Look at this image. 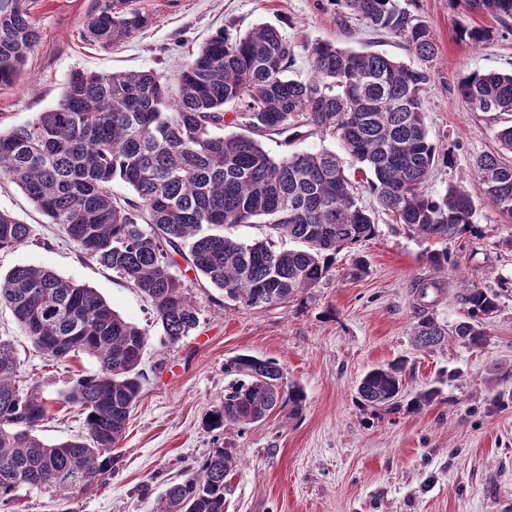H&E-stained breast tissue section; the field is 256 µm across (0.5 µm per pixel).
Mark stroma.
<instances>
[{
	"label": "stroma",
	"instance_id": "stroma-1",
	"mask_svg": "<svg viewBox=\"0 0 512 512\" xmlns=\"http://www.w3.org/2000/svg\"><path fill=\"white\" fill-rule=\"evenodd\" d=\"M93 0H35L31 15L39 41L15 88L0 93V131L52 108L70 75L152 70L174 79L182 64L219 30L245 32L265 23L296 47L317 40L368 47L404 63L403 42L361 25L345 27L332 0H132L147 18L138 32L108 47L82 41ZM438 47L423 94L429 135L448 163L438 164L426 189L440 195L463 183L475 198L474 227L449 241L451 264L441 287L426 261L430 242L413 237L361 193L376 236L363 244L367 276L347 275L350 258L337 256L330 281L305 305L252 309L225 304L186 264L176 269L199 309V324L169 343L150 305L115 273L84 257L61 226L36 210L14 184L0 182V209L33 230L34 239L0 250V273L37 265L97 291L119 314L148 332L140 401L116 447L119 469L106 484L71 501L20 489L6 512H154L184 461L202 460L217 445L242 461L225 479L224 512H512V223L481 198L473 163L496 150L490 114L470 111L457 82L471 71H512V30L492 17L448 0H409ZM464 26L492 36L480 48L461 39ZM499 292V309L482 346L457 340L434 350L412 336L418 307L455 325L460 281ZM427 282L419 297L418 282ZM0 336L11 337L22 360L24 385H37L48 418L38 430L48 444L81 433L83 419L64 401L79 377L98 365L86 355L56 363L35 352L8 308L0 306ZM248 354L275 359L287 382L306 392L299 416L287 410L266 421L209 431L204 416L228 382L227 359ZM406 361L408 390L439 387L441 395L417 414L362 415L354 401L359 380L373 367Z\"/></svg>",
	"mask_w": 512,
	"mask_h": 512
}]
</instances>
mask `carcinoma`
Returning a JSON list of instances; mask_svg holds the SVG:
<instances>
[{"instance_id": "carcinoma-1", "label": "carcinoma", "mask_w": 512, "mask_h": 512, "mask_svg": "<svg viewBox=\"0 0 512 512\" xmlns=\"http://www.w3.org/2000/svg\"><path fill=\"white\" fill-rule=\"evenodd\" d=\"M31 0H0V91L17 86L39 32ZM346 19L402 39L421 67L375 51L329 41L304 46L310 73L293 78L295 45L270 25L244 34L224 29L201 46L176 77L171 93L153 71L84 73L69 78L55 106L0 132V180L17 184L31 203L60 225L82 254L120 275L151 305L174 344L199 323L197 306L172 272L182 258L224 300L246 308H279L313 299L330 279L336 257L353 253L349 277L369 266L358 247L376 235L359 187L374 194L413 236L445 243L472 228L475 203L461 184L433 196L426 183L441 157L430 139L422 105L437 55L429 26L404 0H333ZM472 10L512 26V0H468ZM144 16L129 0H97L82 38L101 47L130 37ZM478 47L489 30L465 27ZM473 112L494 113L499 150L478 156L474 171L487 201L512 222V72L473 71L458 82ZM231 129L225 133V129ZM307 128L331 137L357 163L354 182L336 152L273 156L261 137L294 140ZM132 196L117 195L116 182ZM259 222L266 238L236 240L224 227ZM29 225L0 211V250L31 238ZM289 238L301 249L278 250ZM448 274V249L427 255ZM11 310L33 347L59 363L75 354L94 358L98 372L77 379L64 395L84 415L85 433L46 444L37 430L47 418L36 386L16 384L20 360L0 337V507L20 488L71 500L116 471L112 455L136 406L147 331L112 309L96 291L51 270L18 265L0 275V303ZM464 318L452 328L425 310L412 335L431 350L454 336L481 345L497 294L463 284ZM404 365L372 368L357 385L364 411L419 412L439 395L435 387L409 393ZM231 378L209 413L207 427L248 426L290 407L299 414L303 388L284 381L272 359L238 355L224 364ZM240 454L218 446L169 484L155 512H224L225 478Z\"/></svg>"}]
</instances>
